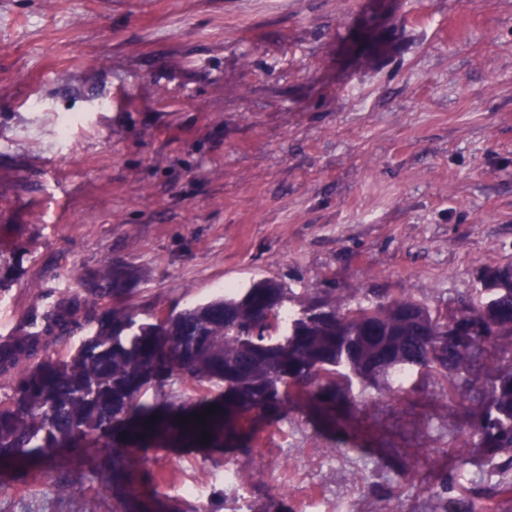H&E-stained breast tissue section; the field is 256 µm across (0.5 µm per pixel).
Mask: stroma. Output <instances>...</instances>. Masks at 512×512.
<instances>
[{
    "mask_svg": "<svg viewBox=\"0 0 512 512\" xmlns=\"http://www.w3.org/2000/svg\"><path fill=\"white\" fill-rule=\"evenodd\" d=\"M0 327L114 264L138 320L267 278L457 307L512 266V0H0ZM106 297L44 358L68 360ZM468 383H354L356 446L299 411L248 452L138 454L142 512H512ZM250 474L245 490L226 468ZM72 454L0 461V512H113Z\"/></svg>",
    "mask_w": 512,
    "mask_h": 512,
    "instance_id": "1",
    "label": "stroma"
}]
</instances>
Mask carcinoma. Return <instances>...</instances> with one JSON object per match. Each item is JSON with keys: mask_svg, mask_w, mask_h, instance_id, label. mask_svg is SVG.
<instances>
[{"mask_svg": "<svg viewBox=\"0 0 512 512\" xmlns=\"http://www.w3.org/2000/svg\"><path fill=\"white\" fill-rule=\"evenodd\" d=\"M131 277L122 267L90 281L75 277L48 312L45 336L61 339L77 324L80 303L89 302L81 291L121 299L131 292ZM480 283L477 298L452 312L411 297L347 298L334 288L299 296L270 279L153 322L140 323L132 308L114 305L62 365L36 361L40 338L16 336L0 346V376L11 377L12 386L0 399V459L81 451L91 456L101 490L112 493L114 512H128L129 461L138 452L236 451L254 434L243 422L256 428L291 407L346 444L336 424L355 408L352 378L424 367L454 385L471 377L500 337L512 336V268L485 272ZM186 381L195 392L189 401L170 390ZM478 405L471 437L493 455L508 453L505 466L512 468V366L488 377ZM210 406L215 412L208 414ZM196 414L206 423L196 424Z\"/></svg>", "mask_w": 512, "mask_h": 512, "instance_id": "carcinoma-1", "label": "carcinoma"}]
</instances>
